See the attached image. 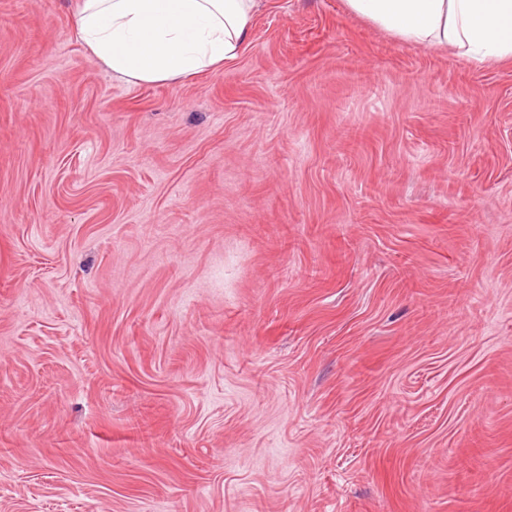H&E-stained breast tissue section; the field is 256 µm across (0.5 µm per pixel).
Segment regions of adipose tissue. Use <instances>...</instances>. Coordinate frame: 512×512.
Wrapping results in <instances>:
<instances>
[{
	"label": "adipose tissue",
	"mask_w": 512,
	"mask_h": 512,
	"mask_svg": "<svg viewBox=\"0 0 512 512\" xmlns=\"http://www.w3.org/2000/svg\"><path fill=\"white\" fill-rule=\"evenodd\" d=\"M261 0H76L74 29L118 77L162 84L238 57ZM404 42L456 50L478 67L512 60V0H345Z\"/></svg>",
	"instance_id": "ef3b65f1"
}]
</instances>
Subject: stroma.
<instances>
[{
  "label": "stroma",
  "mask_w": 512,
  "mask_h": 512,
  "mask_svg": "<svg viewBox=\"0 0 512 512\" xmlns=\"http://www.w3.org/2000/svg\"><path fill=\"white\" fill-rule=\"evenodd\" d=\"M0 0V512H512V63L263 0L114 76Z\"/></svg>",
  "instance_id": "obj_1"
}]
</instances>
